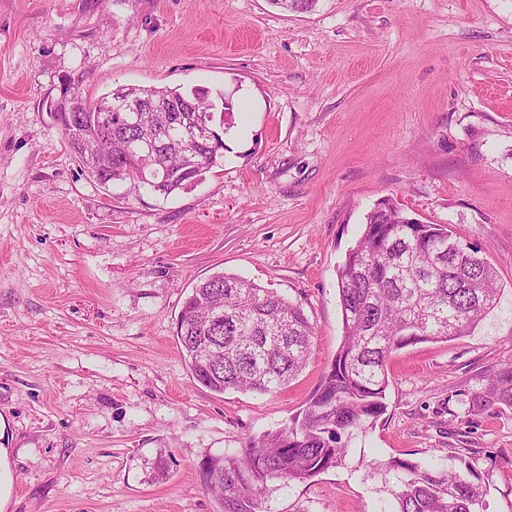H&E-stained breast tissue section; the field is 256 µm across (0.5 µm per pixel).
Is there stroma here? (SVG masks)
I'll use <instances>...</instances> for the list:
<instances>
[{"instance_id": "obj_1", "label": "stroma", "mask_w": 512, "mask_h": 512, "mask_svg": "<svg viewBox=\"0 0 512 512\" xmlns=\"http://www.w3.org/2000/svg\"><path fill=\"white\" fill-rule=\"evenodd\" d=\"M233 102L224 156L161 198L89 178L53 116L78 92ZM448 226L495 267L470 333L386 365L387 410L343 465L270 512H385L383 463L474 468L512 512V407L470 398L512 363V0H0V446L6 512H220L200 464L286 427L342 340L336 271L375 204ZM300 303L305 368L217 394L177 345L216 273Z\"/></svg>"}]
</instances>
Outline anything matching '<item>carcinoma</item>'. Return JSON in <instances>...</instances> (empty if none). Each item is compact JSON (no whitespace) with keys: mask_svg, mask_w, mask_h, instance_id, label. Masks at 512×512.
Returning a JSON list of instances; mask_svg holds the SVG:
<instances>
[{"mask_svg":"<svg viewBox=\"0 0 512 512\" xmlns=\"http://www.w3.org/2000/svg\"><path fill=\"white\" fill-rule=\"evenodd\" d=\"M286 11L307 12L317 0H270ZM161 100L193 101L209 115L208 92L149 86ZM87 119L83 131L112 140L97 165L83 164L99 184H129L167 198L184 188L181 179H143L123 150L154 127L159 152L154 165L173 170L184 147L182 127L195 112H151L141 126L128 127L125 113L109 112L104 127L88 119L109 97L87 99L73 93ZM337 288L343 338L320 387L287 427L270 432L235 453L210 456L200 465L206 487L221 512H269L265 493L275 481L305 482L343 464L348 448L341 436L374 424L386 411V361L410 344L446 341L475 328L499 302L494 268L479 251L463 244L441 224H424L392 200L365 217L355 244L338 266ZM313 327L302 306L251 280L216 274L192 289L177 327L182 357L193 380L222 394L228 389L260 395L276 392L306 365ZM472 409L512 407V365L497 370L484 390L470 398ZM396 474L386 512H482L483 487L460 472L435 476L393 460Z\"/></svg>","mask_w":512,"mask_h":512,"instance_id":"obj_1","label":"carcinoma"}]
</instances>
